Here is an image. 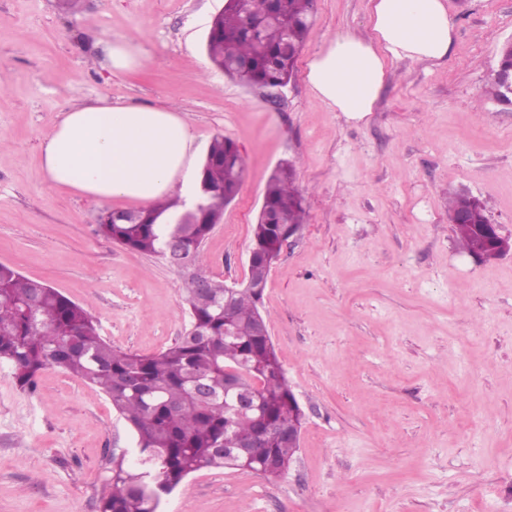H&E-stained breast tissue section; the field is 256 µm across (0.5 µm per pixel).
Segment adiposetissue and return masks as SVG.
I'll use <instances>...</instances> for the list:
<instances>
[{
    "label": "adipose tissue",
    "mask_w": 512,
    "mask_h": 512,
    "mask_svg": "<svg viewBox=\"0 0 512 512\" xmlns=\"http://www.w3.org/2000/svg\"><path fill=\"white\" fill-rule=\"evenodd\" d=\"M447 0H374L367 35L340 34L308 63L310 89L350 119L371 113L391 59L439 60L453 42ZM198 147L179 109L104 102L64 112L41 141L46 180L74 195L146 206L198 186Z\"/></svg>",
    "instance_id": "adipose-tissue-1"
}]
</instances>
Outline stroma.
Here are the masks:
<instances>
[{
    "label": "stroma",
    "instance_id": "35a3bbf8",
    "mask_svg": "<svg viewBox=\"0 0 512 512\" xmlns=\"http://www.w3.org/2000/svg\"><path fill=\"white\" fill-rule=\"evenodd\" d=\"M224 0H0V263L87 310L112 346L153 355L189 327L182 276L97 232L106 201L51 187L40 143L101 100L175 104L200 150L231 138L245 169L202 247L215 280L245 278L252 226L292 161L307 222L274 264L263 312L306 415L296 460L270 481L204 468L161 512H512V253H464L448 193L480 198L512 237V106L484 96L512 0H448L443 60H391L361 120L310 90L309 60L367 30L369 0H316L299 77L277 100L204 52ZM136 39L111 70L99 39ZM133 434L97 387L59 368L21 390L0 361V512H99Z\"/></svg>",
    "mask_w": 512,
    "mask_h": 512
}]
</instances>
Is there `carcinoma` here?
I'll return each instance as SVG.
<instances>
[{
	"label": "carcinoma",
	"instance_id": "obj_1",
	"mask_svg": "<svg viewBox=\"0 0 512 512\" xmlns=\"http://www.w3.org/2000/svg\"><path fill=\"white\" fill-rule=\"evenodd\" d=\"M315 0H225L205 43L212 65L238 83L257 89L286 86L295 79L297 60L308 34ZM245 61L247 68L236 64ZM243 159L237 144L214 136L201 166L200 183L211 203L187 224H161L177 208L178 199L158 201L139 210L137 224H98L113 242L150 255H160L172 235L187 246L203 243L220 223L224 206L238 194ZM266 214L252 227L251 246L260 251L248 266L255 287L226 290L214 281L212 301L200 306L198 282L208 279L197 255L184 277L189 328L166 350L151 356L112 346L99 333L92 316L45 282L0 264V360L9 362L20 386L34 384L38 374L58 367L97 386L131 428L135 461L112 459V492L100 512H157L191 473L202 468L258 471L268 459L265 477L275 481L288 473L299 443L277 430L301 434L305 414L299 406L269 336L257 335L267 318L260 310L258 288H266L273 263L282 250L276 221L282 215L300 228L307 212L296 186L293 166L279 167L266 184ZM470 204V224L453 229L468 254L490 242L491 227L480 200L457 192L448 195V214ZM234 335H224V318ZM238 377L253 395L254 409L234 411V393L224 392V374ZM210 393L204 403L191 399V378ZM262 444L246 461L224 455L239 443Z\"/></svg>",
	"mask_w": 512,
	"mask_h": 512
}]
</instances>
